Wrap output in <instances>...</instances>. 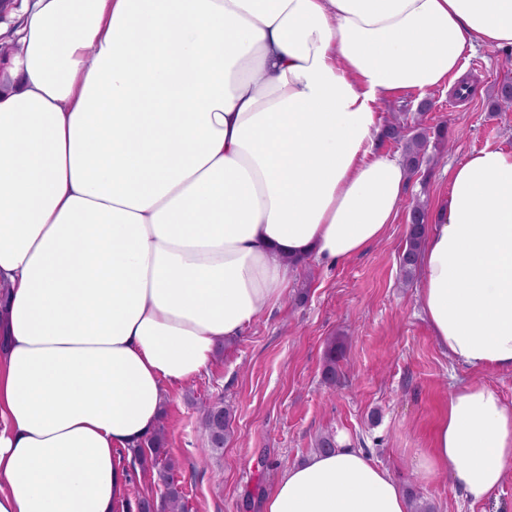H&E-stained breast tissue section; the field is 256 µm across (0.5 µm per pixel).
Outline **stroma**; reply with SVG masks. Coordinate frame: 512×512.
<instances>
[{"label":"stroma","instance_id":"35a3bbf8","mask_svg":"<svg viewBox=\"0 0 512 512\" xmlns=\"http://www.w3.org/2000/svg\"><path fill=\"white\" fill-rule=\"evenodd\" d=\"M465 70L474 87L429 93L432 111L421 126L445 128L449 149L408 185L395 224L364 253L329 265L310 259L297 268L280 304L232 343L219 346L199 377L168 386L162 405L167 455L185 512H263L265 498L288 466L316 451L320 436L362 450L387 467L432 512H512V478L484 501L465 499L444 473L423 482L418 457L430 447L448 397L462 381L495 390L512 406V374L474 372L437 344L418 302L419 280L403 283L399 257L414 200L433 203L448 193L449 169L469 153L512 150V102L495 104L493 90L512 80V54L480 47ZM342 344L340 380L323 378L330 342ZM223 403L231 433L220 459L203 458L207 435L201 405ZM126 468L124 501L161 498L164 488L145 473L132 449H120Z\"/></svg>","mask_w":512,"mask_h":512}]
</instances>
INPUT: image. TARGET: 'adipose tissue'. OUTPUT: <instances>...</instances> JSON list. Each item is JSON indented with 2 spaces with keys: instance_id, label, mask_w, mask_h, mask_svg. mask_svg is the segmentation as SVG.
<instances>
[{
  "instance_id": "obj_1",
  "label": "adipose tissue",
  "mask_w": 512,
  "mask_h": 512,
  "mask_svg": "<svg viewBox=\"0 0 512 512\" xmlns=\"http://www.w3.org/2000/svg\"><path fill=\"white\" fill-rule=\"evenodd\" d=\"M0 67V512H116L118 449L166 387L274 309L298 261L346 259L412 178L378 107L466 50L512 47V0H28ZM428 213L438 345L512 374V150L470 153ZM477 503L512 476V406L457 386L418 476ZM266 512H410L361 451L289 466Z\"/></svg>"
}]
</instances>
